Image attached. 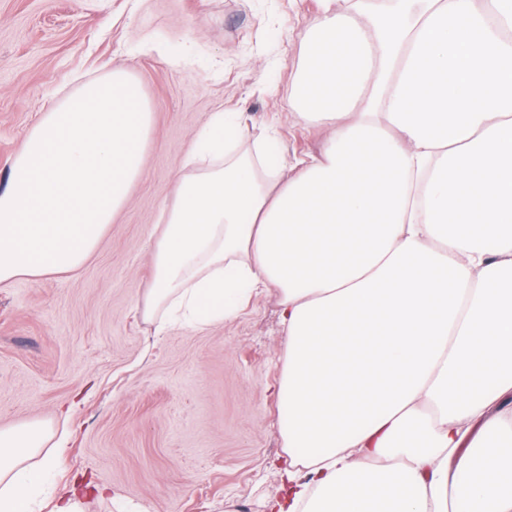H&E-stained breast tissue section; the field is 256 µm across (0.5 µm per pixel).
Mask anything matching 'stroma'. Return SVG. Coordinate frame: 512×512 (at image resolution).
Here are the masks:
<instances>
[{"label":"stroma","instance_id":"obj_1","mask_svg":"<svg viewBox=\"0 0 512 512\" xmlns=\"http://www.w3.org/2000/svg\"><path fill=\"white\" fill-rule=\"evenodd\" d=\"M317 17L318 0H0V189L79 79L123 67L152 112L144 174L93 254L0 282V428H68L47 489L82 512H268L282 494L276 293L163 333L143 309L156 226L213 113H239L241 150L273 130L288 162L320 152L324 132L288 110Z\"/></svg>","mask_w":512,"mask_h":512}]
</instances>
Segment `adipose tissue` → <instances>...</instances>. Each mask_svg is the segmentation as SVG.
Returning a JSON list of instances; mask_svg holds the SVG:
<instances>
[{
    "mask_svg": "<svg viewBox=\"0 0 512 512\" xmlns=\"http://www.w3.org/2000/svg\"><path fill=\"white\" fill-rule=\"evenodd\" d=\"M293 176L217 112L152 249L149 318L207 327L275 289L287 337L269 512H512V0H318ZM47 429H0V512H33Z\"/></svg>",
    "mask_w": 512,
    "mask_h": 512,
    "instance_id": "ef3b65f1",
    "label": "adipose tissue"
}]
</instances>
